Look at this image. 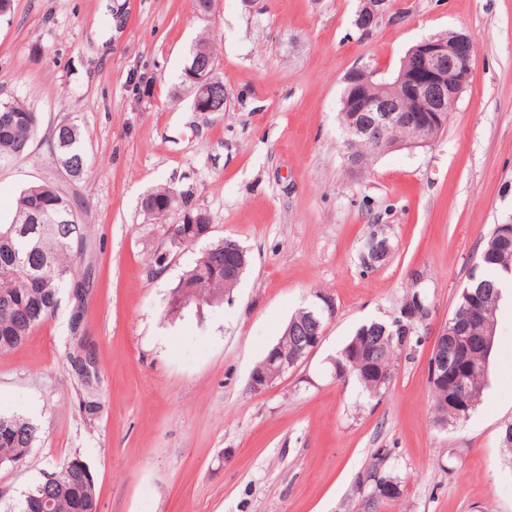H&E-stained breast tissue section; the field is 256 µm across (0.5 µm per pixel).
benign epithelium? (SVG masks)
Masks as SVG:
<instances>
[{
	"mask_svg": "<svg viewBox=\"0 0 512 512\" xmlns=\"http://www.w3.org/2000/svg\"><path fill=\"white\" fill-rule=\"evenodd\" d=\"M387 0H362L355 24L361 25L368 18H376L386 11ZM419 65L413 71L400 70L387 77L368 65L352 69L345 77L349 96L346 98L350 112V131L363 136L370 130L384 135L394 127H402L413 134L410 146H424L430 142L429 134L448 119V101L458 100L473 78V58L476 40L466 33H454L447 41L429 36L414 47ZM186 73L193 82L194 109L197 112L224 111V85L215 77V59L197 56ZM388 244L374 238L361 253L362 265L373 268L390 254ZM87 289L72 291L77 300L73 310L74 335H82V309ZM319 334L309 339L301 354L290 360L274 346L268 359L277 364L274 374L250 376L249 386L261 392L278 378L294 368L296 363L315 351L322 342ZM472 341L460 339L451 357L441 361V376L460 383L469 369V352Z\"/></svg>",
	"mask_w": 512,
	"mask_h": 512,
	"instance_id": "7a95c632",
	"label": "benign epithelium"
}]
</instances>
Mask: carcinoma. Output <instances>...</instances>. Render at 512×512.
I'll list each match as a JSON object with an SVG mask.
<instances>
[{"label":"carcinoma","mask_w":512,"mask_h":512,"mask_svg":"<svg viewBox=\"0 0 512 512\" xmlns=\"http://www.w3.org/2000/svg\"><path fill=\"white\" fill-rule=\"evenodd\" d=\"M38 128V117L25 104L0 101V164L23 157ZM347 156L356 158L358 167H367L380 155L375 144L365 137L348 136ZM53 160L71 177L85 171V155L77 126L67 123L52 137ZM183 210L182 224L192 226L191 219L200 211L191 207L188 195L173 196L172 190L160 187L148 192L142 200L144 211L160 220L174 208ZM76 203L54 186L43 183L23 189L16 202L11 223L0 224V353L20 346L32 331L51 316L59 305V296L69 280L77 274L74 243L86 237L87 227L67 224ZM504 224L495 225L480 253L468 282L460 290L455 308L448 319V336L440 340V348L451 351L455 341L475 335L468 320L469 307L475 303L495 310L502 297L498 285L512 270V242L504 244ZM238 244L230 239L210 245L187 270L176 291L182 301L169 303L170 311L189 304H210L221 300L224 291L233 288L226 270L238 262ZM326 318L311 304L300 309L288 322L277 340L280 351L294 358L308 339L323 330ZM419 343L409 333V323L373 321L357 329L334 358L336 364L347 363L355 355L350 375L364 387L368 396L383 394L387 384L377 379L380 371L391 369L395 360ZM494 341L483 342L472 350V369L466 375L469 410L461 412L451 400L449 385L432 382L433 411L437 422L452 425L467 418L482 395L479 378L487 370ZM79 386V409L92 421L101 412L97 396L98 371L84 375L74 371ZM38 437L35 423L24 416L0 415V464L16 465L31 454ZM387 453L378 450L359 483L368 489V505H376L399 494L400 481L387 471ZM56 478L42 477L35 482L16 506V512H98L95 475L90 465L75 454L50 469Z\"/></svg>","instance_id":"carcinoma-1"}]
</instances>
